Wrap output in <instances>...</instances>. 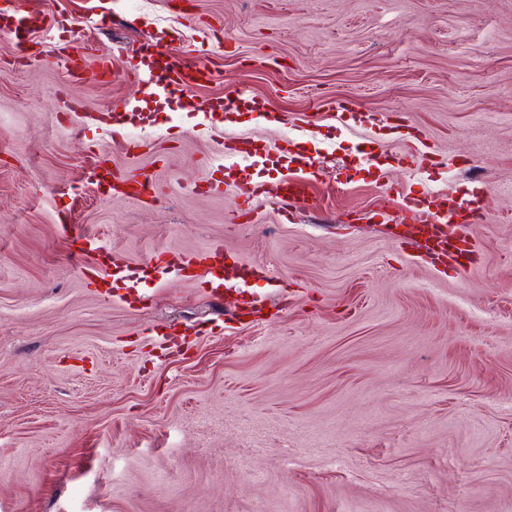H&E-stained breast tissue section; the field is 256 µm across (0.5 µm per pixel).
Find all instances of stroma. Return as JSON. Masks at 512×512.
Here are the masks:
<instances>
[{
	"label": "stroma",
	"instance_id": "35a3bbf8",
	"mask_svg": "<svg viewBox=\"0 0 512 512\" xmlns=\"http://www.w3.org/2000/svg\"><path fill=\"white\" fill-rule=\"evenodd\" d=\"M47 2L24 64L0 34V512H512V0ZM65 23L112 76L71 82ZM146 41L209 82L149 95L123 75ZM124 101L151 116L134 152L88 120ZM348 101L374 123H342ZM238 137L316 155L308 204L231 223L240 170L269 192L283 174L226 160ZM97 149L156 199L81 185ZM479 180L468 268L377 220ZM69 226L131 265L222 246L266 269V311L232 318L237 292L172 273L104 298Z\"/></svg>",
	"mask_w": 512,
	"mask_h": 512
}]
</instances>
